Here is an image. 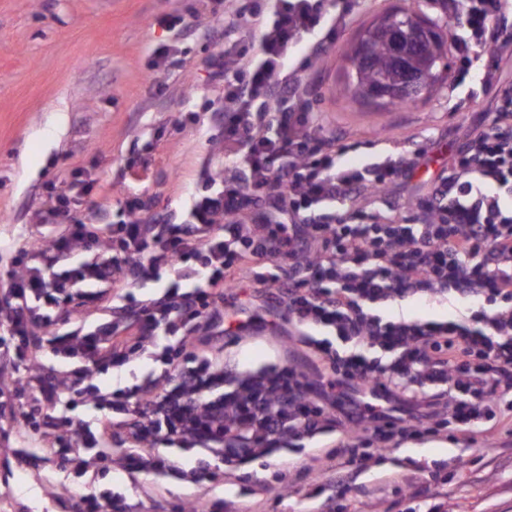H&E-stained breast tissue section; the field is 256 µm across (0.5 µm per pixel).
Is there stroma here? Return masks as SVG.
Returning a JSON list of instances; mask_svg holds the SVG:
<instances>
[{
	"label": "stroma",
	"instance_id": "obj_1",
	"mask_svg": "<svg viewBox=\"0 0 512 512\" xmlns=\"http://www.w3.org/2000/svg\"><path fill=\"white\" fill-rule=\"evenodd\" d=\"M394 9L415 11L447 23L439 0H354L350 18L334 42L314 60L305 88L327 128L346 137L347 159L377 154L380 139L424 150L404 196L429 191L448 169V159L483 113L493 93L481 94L458 113L449 96L479 86L486 53L474 52L459 75L456 52L448 54L443 82L401 108L356 100L345 71L346 53L363 29ZM161 17L177 25H158ZM224 32V20L199 0H0V277L30 260L34 234L25 230L41 211L56 205L73 181L92 185L72 216L90 219L115 213L129 198L154 201V210L181 222L194 197L215 191L202 176L203 163L223 146L210 113L223 89L209 77L207 61ZM372 314L382 320L405 315L445 321L453 310L422 299ZM288 324L274 333L224 340V357L243 372L313 360L294 349ZM9 412L0 417V512H77L87 491L117 488L129 512H170L202 494L224 500V512H321L323 496L312 493L317 470L348 487L342 512H411L409 486L437 476L432 491L443 512H512V435L491 433L471 447L429 439L403 442L384 457L349 460L326 449L279 448L251 463L250 480L220 466L212 488L171 476L124 470V449L65 486L55 461L43 452L37 426L22 418L24 397L0 387Z\"/></svg>",
	"mask_w": 512,
	"mask_h": 512
}]
</instances>
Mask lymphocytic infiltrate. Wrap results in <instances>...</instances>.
I'll return each mask as SVG.
<instances>
[{
	"label": "lymphocytic infiltrate",
	"instance_id": "f902f5d3",
	"mask_svg": "<svg viewBox=\"0 0 512 512\" xmlns=\"http://www.w3.org/2000/svg\"><path fill=\"white\" fill-rule=\"evenodd\" d=\"M203 2L225 21L208 62L224 87L212 113L224 155L203 169L221 191L196 199L186 223L141 197L98 233L73 220L32 244L36 264L0 281V328L17 341L12 382L41 420L46 453L81 475L115 446L126 449L129 473H167L177 465L158 447L174 445L194 453L184 477L202 484L217 481L216 463L242 467L324 432H339L332 454L352 460L397 438L458 444L464 425L489 430L511 418L512 84L484 66L493 111L430 194L405 201L391 190L422 152L393 146L371 162H339L342 145L301 90L352 0H251L245 11L235 0ZM450 15L464 32L461 69L473 49L512 50L504 0H450ZM302 42L309 57L286 66ZM366 194L384 195L383 208L354 207ZM78 251L85 260L70 266ZM163 277L162 293L135 296ZM200 277L205 287H194ZM247 278L266 316L293 324V340L322 369L239 374L225 365L224 304ZM415 296L461 307L462 317L385 322L368 310ZM311 326L394 358L382 367L340 355L310 338ZM172 336L193 362L177 385L163 375L132 387L99 381L137 359L171 364L159 346ZM46 351L74 368L46 365Z\"/></svg>",
	"mask_w": 512,
	"mask_h": 512
}]
</instances>
